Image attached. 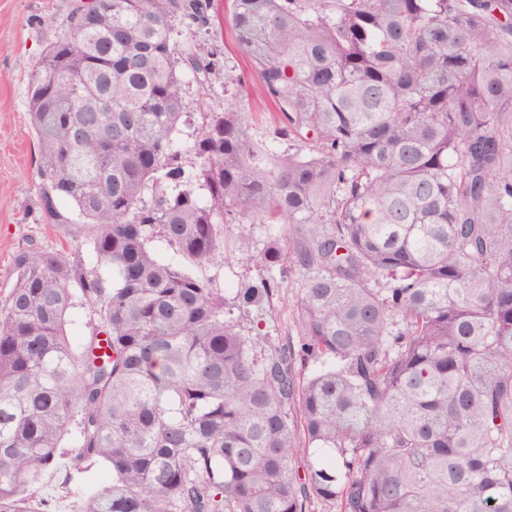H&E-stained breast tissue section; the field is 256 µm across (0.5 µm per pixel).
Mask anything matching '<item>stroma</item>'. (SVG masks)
<instances>
[{
    "mask_svg": "<svg viewBox=\"0 0 512 512\" xmlns=\"http://www.w3.org/2000/svg\"><path fill=\"white\" fill-rule=\"evenodd\" d=\"M72 0H0V300L15 276L16 255L31 246L53 250L78 248L87 270L111 280L107 268L91 262L87 248L78 247L80 225L44 223L39 209V155L27 114L29 78L49 43L65 28ZM217 96L211 105L239 107L250 113L257 136L271 141L273 121L270 106L259 93L238 100L225 91L223 76H216ZM285 224H255L242 231L239 224L224 226L223 244L214 261L195 266V274L224 290L262 273L252 256L271 237L287 238ZM301 277L290 273L258 314H252L253 331L273 339L297 340L298 300ZM111 479L105 465L96 463L84 472L58 467L47 473L31 502L32 512H74L81 497L103 488Z\"/></svg>",
    "mask_w": 512,
    "mask_h": 512,
    "instance_id": "stroma-1",
    "label": "stroma"
}]
</instances>
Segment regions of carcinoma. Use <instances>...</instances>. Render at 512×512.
<instances>
[{"mask_svg": "<svg viewBox=\"0 0 512 512\" xmlns=\"http://www.w3.org/2000/svg\"><path fill=\"white\" fill-rule=\"evenodd\" d=\"M227 18L295 150L232 107L177 144L186 80L211 99L222 69L250 94L213 43L178 48L214 0H75L30 75L43 219L86 226L112 285L63 251L15 259L0 512H30L62 459L112 471L76 512H512V0H229ZM226 215L291 225L230 299L149 248L208 263ZM287 259L299 344L261 343L243 317ZM78 297L98 324L76 351Z\"/></svg>", "mask_w": 512, "mask_h": 512, "instance_id": "carcinoma-1", "label": "carcinoma"}]
</instances>
